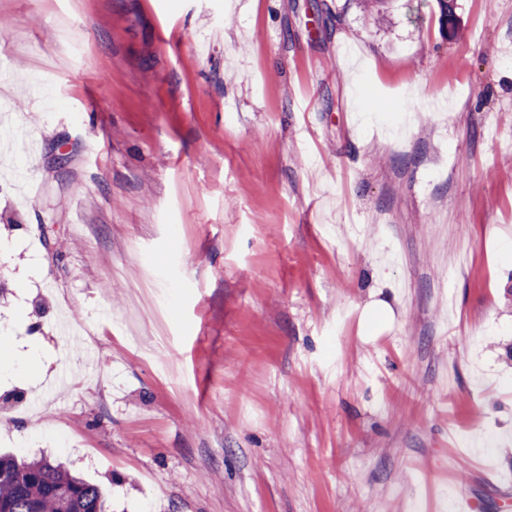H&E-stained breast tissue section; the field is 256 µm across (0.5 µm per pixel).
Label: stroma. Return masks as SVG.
<instances>
[{
	"mask_svg": "<svg viewBox=\"0 0 512 512\" xmlns=\"http://www.w3.org/2000/svg\"><path fill=\"white\" fill-rule=\"evenodd\" d=\"M3 86L1 453L116 512H512V0H0Z\"/></svg>",
	"mask_w": 512,
	"mask_h": 512,
	"instance_id": "stroma-1",
	"label": "stroma"
}]
</instances>
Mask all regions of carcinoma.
Instances as JSON below:
<instances>
[{
  "instance_id": "carcinoma-1",
  "label": "carcinoma",
  "mask_w": 512,
  "mask_h": 512,
  "mask_svg": "<svg viewBox=\"0 0 512 512\" xmlns=\"http://www.w3.org/2000/svg\"><path fill=\"white\" fill-rule=\"evenodd\" d=\"M103 487L41 456L0 455V512H109Z\"/></svg>"
}]
</instances>
